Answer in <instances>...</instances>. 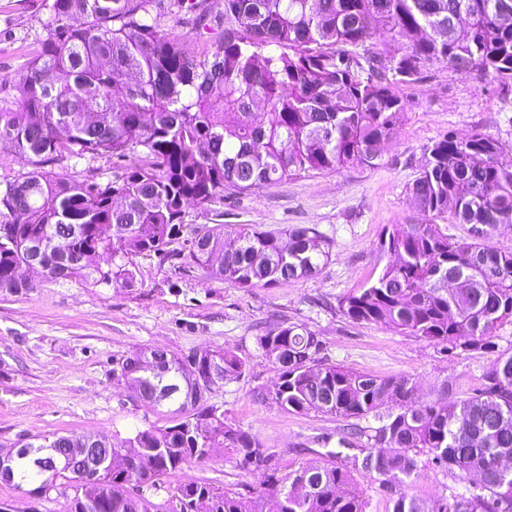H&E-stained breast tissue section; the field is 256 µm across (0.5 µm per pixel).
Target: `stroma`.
I'll return each instance as SVG.
<instances>
[{
  "mask_svg": "<svg viewBox=\"0 0 512 512\" xmlns=\"http://www.w3.org/2000/svg\"><path fill=\"white\" fill-rule=\"evenodd\" d=\"M49 0H0V110L13 109V85L39 36L52 22ZM405 121L382 149L377 166L354 163L247 194L225 192L186 207L188 228L252 224L280 233L293 225L315 228L332 244L320 275L273 288H237L211 278L190 259L134 256L138 282L122 288L93 279L54 280L26 272L29 291L0 293V453L56 435L104 436L122 442L138 429L167 425L171 408L137 403L132 388L112 377V361L139 346L188 355L203 348L230 349L246 362L244 374L206 396L226 423L259 441L285 471L323 463L318 439L346 432L343 419L287 412L269 399L277 371L256 338L273 320L306 325L322 342L321 361L380 377L408 375L419 400L441 383L463 398L479 388L502 353L512 352V326L493 350L446 353L424 339L381 324L344 317L340 299L377 276L385 263L378 246L386 225L418 215L408 187L417 177L424 147L443 135L479 130L498 139L512 160V91L489 76L427 63L422 79L402 87ZM264 473L244 470L225 448L169 473L174 487L190 481L233 488L259 486ZM406 493L429 499L464 483L418 458V475ZM11 512H66L59 491L34 498L0 482V504Z\"/></svg>",
  "mask_w": 512,
  "mask_h": 512,
  "instance_id": "stroma-1",
  "label": "stroma"
}]
</instances>
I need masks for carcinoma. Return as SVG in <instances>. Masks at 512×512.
Wrapping results in <instances>:
<instances>
[{"instance_id": "obj_1", "label": "carcinoma", "mask_w": 512, "mask_h": 512, "mask_svg": "<svg viewBox=\"0 0 512 512\" xmlns=\"http://www.w3.org/2000/svg\"><path fill=\"white\" fill-rule=\"evenodd\" d=\"M172 6L217 27L209 50L198 53L164 30L161 0H52L53 23L14 85L16 108L0 111V148L30 167L0 188L1 293L30 288L16 283L15 270L49 237L73 245L58 273H46L55 280L97 274L134 286L132 262L110 272L99 266L116 242L126 256L162 261L186 249L198 267L237 288L312 279L331 249L315 229L274 234L216 224L196 243L181 239L184 207L350 162L376 165L403 125L399 87L421 80L429 61L512 86V22L499 20L512 0H221L215 14L198 0ZM356 49L361 61L353 63ZM99 156L112 159L105 181L47 170L63 158ZM424 160L409 187L422 221L385 228L379 252L394 260L343 297L340 311L447 353L493 349L512 325V251L491 244L499 225L512 224V163L479 131L444 135ZM445 217L467 226V238H448L436 223ZM178 241L182 248H172ZM257 344L278 371L274 400L282 409L350 422L324 464L279 476L271 454L204 404L205 393L243 374L237 354L158 349L153 367L140 370L145 346L115 360L112 377L129 383L141 404L174 406L171 425L138 429L120 446L100 439L104 454L91 479L76 477L57 452L71 447L70 436L57 435L21 446L0 480L33 496L60 488L66 512H162L146 491L210 459L203 449L224 447L239 464L270 470L263 487L167 488L181 512H367L355 473L393 493L391 512H512V477L490 466L494 455L512 452V354L492 362L472 395L454 396L445 381L420 402L410 376L380 378L320 361L322 342L305 325L272 324ZM214 365L224 377H211ZM370 417L375 425H359ZM422 452L468 483L466 491L429 500L396 492L418 475Z\"/></svg>"}]
</instances>
